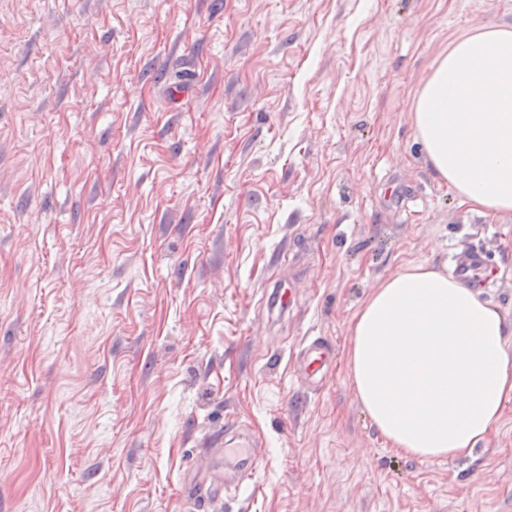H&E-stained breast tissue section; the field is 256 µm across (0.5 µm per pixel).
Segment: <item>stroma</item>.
<instances>
[{"instance_id": "stroma-1", "label": "stroma", "mask_w": 512, "mask_h": 512, "mask_svg": "<svg viewBox=\"0 0 512 512\" xmlns=\"http://www.w3.org/2000/svg\"><path fill=\"white\" fill-rule=\"evenodd\" d=\"M488 25L512 0H0V512H194L227 419L264 455L221 512H512V401L471 456L421 458L347 369L374 289L465 247L512 321V212L460 202L412 109ZM312 332L338 355L305 393ZM273 288L268 295L267 302L275 307H279L280 314L287 315L296 305V295L294 288H286L278 280L272 282ZM336 344L327 336H307L292 362V376L303 391L318 389L336 363Z\"/></svg>"}]
</instances>
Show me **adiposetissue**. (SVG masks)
Masks as SVG:
<instances>
[{
    "label": "adipose tissue",
    "mask_w": 512,
    "mask_h": 512,
    "mask_svg": "<svg viewBox=\"0 0 512 512\" xmlns=\"http://www.w3.org/2000/svg\"><path fill=\"white\" fill-rule=\"evenodd\" d=\"M436 175L465 203L512 211V29L457 41L414 101ZM512 335L498 308L438 270L386 280L355 317L348 373L377 430L424 458L468 456L512 401Z\"/></svg>",
    "instance_id": "ef3b65f1"
}]
</instances>
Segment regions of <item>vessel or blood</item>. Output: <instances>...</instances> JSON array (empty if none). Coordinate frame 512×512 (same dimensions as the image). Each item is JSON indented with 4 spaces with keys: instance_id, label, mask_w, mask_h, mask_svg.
I'll return each mask as SVG.
<instances>
[{
    "instance_id": "b4317fda",
    "label": "vessel or blood",
    "mask_w": 512,
    "mask_h": 512,
    "mask_svg": "<svg viewBox=\"0 0 512 512\" xmlns=\"http://www.w3.org/2000/svg\"><path fill=\"white\" fill-rule=\"evenodd\" d=\"M454 276L469 287L486 289L494 284L493 269L485 251L466 249L458 258ZM268 303L279 307L281 314L290 313L296 305L294 289L274 283ZM336 345L326 336H309L301 343L292 363V375L300 389L313 391L328 378L336 363ZM263 454L262 442L247 426L236 421H225L215 428L206 446L197 456L195 469L217 467L224 474L227 486H250L257 462Z\"/></svg>"
}]
</instances>
